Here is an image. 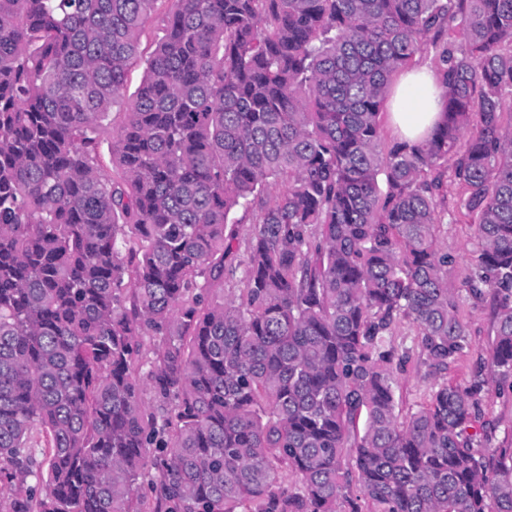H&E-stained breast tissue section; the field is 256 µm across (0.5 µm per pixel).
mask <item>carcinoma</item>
Here are the masks:
<instances>
[{"label":"carcinoma","instance_id":"cac0c4a2","mask_svg":"<svg viewBox=\"0 0 512 512\" xmlns=\"http://www.w3.org/2000/svg\"><path fill=\"white\" fill-rule=\"evenodd\" d=\"M157 2L0 0V512H512V0H167L107 161ZM429 45L442 118L386 146ZM450 184L495 337L402 418L396 323L469 348ZM167 3L159 2L156 11L148 20L140 38V51L143 56H148L154 48L155 40L162 34L166 20ZM482 407L487 419L499 422L497 427L488 433L489 441L485 444L494 447L502 442H510L512 438L510 428V424L512 425V399L502 398L493 387L485 388L482 393Z\"/></svg>","mask_w":512,"mask_h":512}]
</instances>
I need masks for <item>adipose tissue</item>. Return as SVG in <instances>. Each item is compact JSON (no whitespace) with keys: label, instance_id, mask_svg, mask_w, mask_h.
Segmentation results:
<instances>
[{"label":"adipose tissue","instance_id":"obj_1","mask_svg":"<svg viewBox=\"0 0 512 512\" xmlns=\"http://www.w3.org/2000/svg\"><path fill=\"white\" fill-rule=\"evenodd\" d=\"M444 99L434 71L421 68L403 76L390 99L389 120L397 137L415 143L433 132Z\"/></svg>","mask_w":512,"mask_h":512}]
</instances>
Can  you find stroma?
I'll use <instances>...</instances> for the list:
<instances>
[{"mask_svg": "<svg viewBox=\"0 0 512 512\" xmlns=\"http://www.w3.org/2000/svg\"><path fill=\"white\" fill-rule=\"evenodd\" d=\"M463 195L460 186L448 189V208L454 211L453 220L439 225L438 236L455 261L448 267V286L455 291L460 314L467 322L470 347L466 354L449 364L444 376H436L418 347L419 331L409 322L400 323L394 330V344L398 349L409 350L411 360L404 371L396 373V395L401 413L416 411L425 404L439 379L468 384L480 359L486 358L494 340V316L489 302L472 300L466 290L465 277L476 257L477 227L472 217L457 213V203ZM482 407L496 427L489 433L490 446L512 440V399L499 396L494 388L482 394Z\"/></svg>", "mask_w": 512, "mask_h": 512, "instance_id": "35a3bbf8", "label": "stroma"}]
</instances>
